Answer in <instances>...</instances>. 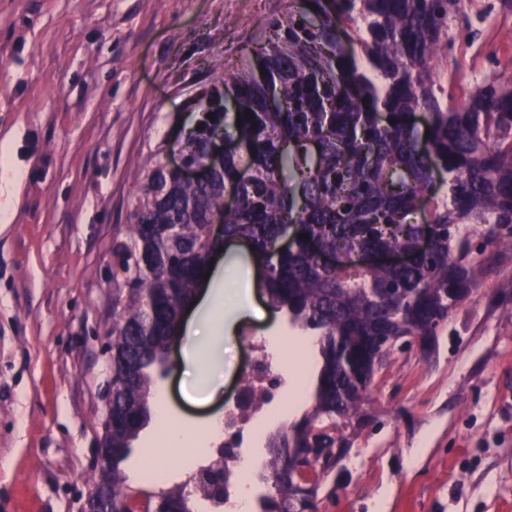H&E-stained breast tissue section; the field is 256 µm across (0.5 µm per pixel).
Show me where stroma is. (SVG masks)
Instances as JSON below:
<instances>
[{
    "label": "stroma",
    "mask_w": 512,
    "mask_h": 512,
    "mask_svg": "<svg viewBox=\"0 0 512 512\" xmlns=\"http://www.w3.org/2000/svg\"><path fill=\"white\" fill-rule=\"evenodd\" d=\"M289 0H0V173L19 175L0 223V512H80L92 487L119 308L112 244L126 238L135 163L175 140L193 105L240 69ZM448 82L512 76V0H462ZM441 327L428 354L395 353L371 423L319 491L321 512H512V249ZM285 314L248 315L221 356L155 375V401L195 441L212 434L253 347L295 336ZM234 439L268 457L301 415L288 370Z\"/></svg>",
    "instance_id": "obj_1"
}]
</instances>
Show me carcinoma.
I'll list each match as a JSON object with an SVG mask.
<instances>
[{
    "label": "carcinoma",
    "mask_w": 512,
    "mask_h": 512,
    "mask_svg": "<svg viewBox=\"0 0 512 512\" xmlns=\"http://www.w3.org/2000/svg\"><path fill=\"white\" fill-rule=\"evenodd\" d=\"M460 2L290 0L254 47L261 79L239 69L195 107L181 152L208 177L184 184L163 164L167 143L138 164L130 241L113 245V287L126 293L112 326L113 512H136L141 498L192 512L187 487L135 489L121 463L151 418L150 369L167 363L179 313L224 241L249 243L268 305L316 337L320 356L306 411L268 441L261 512L308 508L288 485L301 449L350 447L346 431L393 351L377 337L436 335L481 287L488 245H512V80L456 95L438 72ZM416 112L428 115L422 129ZM227 192L238 205L218 240L209 222ZM396 249L408 264L348 262Z\"/></svg>",
    "instance_id": "carcinoma-1"
}]
</instances>
